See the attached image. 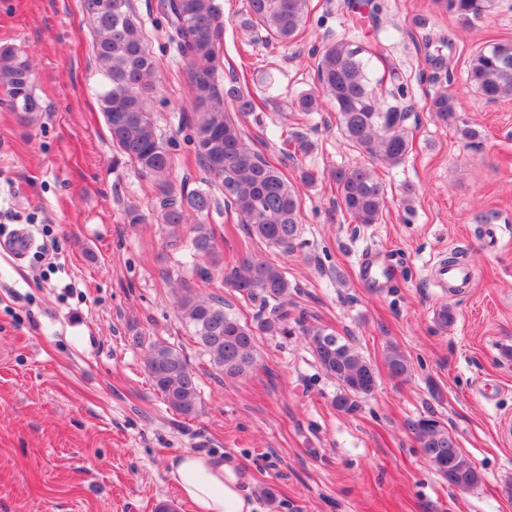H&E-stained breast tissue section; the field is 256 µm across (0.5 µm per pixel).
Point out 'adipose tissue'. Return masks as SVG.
I'll list each match as a JSON object with an SVG mask.
<instances>
[{
	"label": "adipose tissue",
	"instance_id": "ef3b65f1",
	"mask_svg": "<svg viewBox=\"0 0 512 512\" xmlns=\"http://www.w3.org/2000/svg\"><path fill=\"white\" fill-rule=\"evenodd\" d=\"M170 474L194 512H255L257 508L230 457L185 453L171 460Z\"/></svg>",
	"mask_w": 512,
	"mask_h": 512
}]
</instances>
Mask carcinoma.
Instances as JSON below:
<instances>
[{
    "label": "carcinoma",
    "mask_w": 512,
    "mask_h": 512,
    "mask_svg": "<svg viewBox=\"0 0 512 512\" xmlns=\"http://www.w3.org/2000/svg\"><path fill=\"white\" fill-rule=\"evenodd\" d=\"M86 2L96 33L94 57L101 76L98 100L113 145L153 181L158 220L169 238L189 235L192 255L203 262L201 281L219 277L242 299L260 302L250 324L226 309L224 298L189 282L181 284L176 290V307L196 343L225 379L237 380L258 364L257 337H288L299 332L308 339L321 369L339 384L336 409L355 413L360 401L369 396V384L376 376L373 367L342 338L328 340V329L291 319V283L281 267L253 257L226 264L209 225L189 223L209 212L211 192L190 189L173 179L174 158L147 106L155 87L156 64L146 46L141 20L131 0H112L109 13L97 8L98 0ZM308 4L309 0H247L241 26L259 28L266 37L286 46L302 33ZM445 6L466 24L486 14L493 0H445ZM159 11L186 60L185 76L192 91L191 115L185 120L188 142L209 176L208 185L224 192L249 239L281 252L293 250L301 233L298 191L281 168L246 143L227 110L231 103L241 113L252 112L254 102L241 90H225L219 84L224 34L219 0H160ZM367 54L386 60L379 50L343 39L326 46L317 62L318 93L301 96L298 105L302 112H313L320 104L319 95H324L335 106L340 131L352 147L376 162L399 165L412 147L404 128L408 112L397 105L382 108V95L369 86ZM467 80L488 101L512 96V42L497 43L477 54ZM0 89L10 109L26 119L44 111L35 90L32 60L10 46L0 47ZM430 110L448 124L455 121L456 100L442 92L433 98ZM334 179L341 208L356 223L379 222L385 190L371 168L339 170ZM386 362L396 377L408 372L407 356L397 346L389 348ZM146 368L154 389L172 412L184 417L202 412L198 376L179 348L163 339L151 341ZM412 430L422 455L439 474L448 475L442 462L453 457V482L469 489L481 481L476 466L438 420L420 418L412 423Z\"/></svg>",
    "instance_id": "cac0c4a2"
}]
</instances>
